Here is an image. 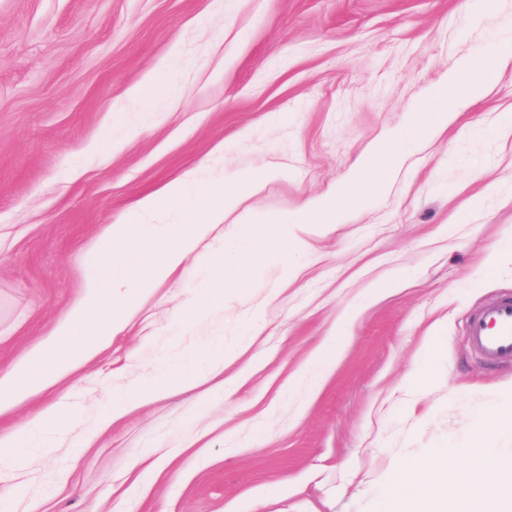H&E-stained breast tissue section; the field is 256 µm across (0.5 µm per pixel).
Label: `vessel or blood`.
<instances>
[{
  "label": "vessel or blood",
  "instance_id": "b4317fda",
  "mask_svg": "<svg viewBox=\"0 0 512 512\" xmlns=\"http://www.w3.org/2000/svg\"><path fill=\"white\" fill-rule=\"evenodd\" d=\"M468 334L488 363L512 361V298L493 301L472 315Z\"/></svg>",
  "mask_w": 512,
  "mask_h": 512
}]
</instances>
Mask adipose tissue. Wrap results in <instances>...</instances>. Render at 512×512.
Wrapping results in <instances>:
<instances>
[{"label": "adipose tissue", "instance_id": "obj_1", "mask_svg": "<svg viewBox=\"0 0 512 512\" xmlns=\"http://www.w3.org/2000/svg\"><path fill=\"white\" fill-rule=\"evenodd\" d=\"M67 424L68 415L61 409L22 424L9 438L14 460L23 459L35 438L62 432ZM504 433H512V409L478 412L456 447L463 468L449 469L443 450L408 464L407 482L388 485L383 512H512V456L494 449L496 437Z\"/></svg>", "mask_w": 512, "mask_h": 512}]
</instances>
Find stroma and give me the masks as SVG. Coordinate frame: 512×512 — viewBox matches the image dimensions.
<instances>
[{"instance_id":"stroma-1","label":"stroma","mask_w":512,"mask_h":512,"mask_svg":"<svg viewBox=\"0 0 512 512\" xmlns=\"http://www.w3.org/2000/svg\"><path fill=\"white\" fill-rule=\"evenodd\" d=\"M0 0V369L51 337L109 225L192 171L271 165L256 217L331 194L460 60L484 96L409 150L386 193L355 187L343 223L293 265L260 266L181 333L241 231L224 222L138 301L110 344L0 412V439L56 408L72 419L25 467L0 456L11 512H380L407 464L512 407L470 314L512 295V0ZM164 74L140 109L130 89ZM343 335L334 365L314 358ZM218 377L99 422L109 394L215 346Z\"/></svg>"}]
</instances>
